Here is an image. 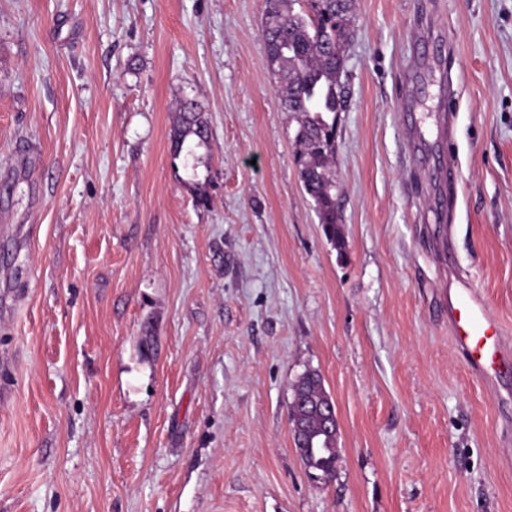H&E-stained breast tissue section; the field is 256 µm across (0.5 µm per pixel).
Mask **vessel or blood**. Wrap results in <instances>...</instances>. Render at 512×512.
<instances>
[{
	"instance_id": "obj_1",
	"label": "vessel or blood",
	"mask_w": 512,
	"mask_h": 512,
	"mask_svg": "<svg viewBox=\"0 0 512 512\" xmlns=\"http://www.w3.org/2000/svg\"><path fill=\"white\" fill-rule=\"evenodd\" d=\"M448 328L468 365L485 381L512 375V350L487 304L470 288L448 302Z\"/></svg>"
}]
</instances>
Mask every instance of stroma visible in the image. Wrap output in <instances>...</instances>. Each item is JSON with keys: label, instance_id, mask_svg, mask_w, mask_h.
<instances>
[{"label": "stroma", "instance_id": "35a3bbf8", "mask_svg": "<svg viewBox=\"0 0 512 512\" xmlns=\"http://www.w3.org/2000/svg\"><path fill=\"white\" fill-rule=\"evenodd\" d=\"M263 12L0 0V512H512V381L469 368L444 308L470 285L512 347V0H354L340 250ZM308 370L339 421L328 481L288 425ZM172 152L175 158L183 151L186 157L195 158L194 149L205 147L209 143L208 124L198 110L197 103L192 99L184 100L180 108V116L170 132Z\"/></svg>", "mask_w": 512, "mask_h": 512}]
</instances>
